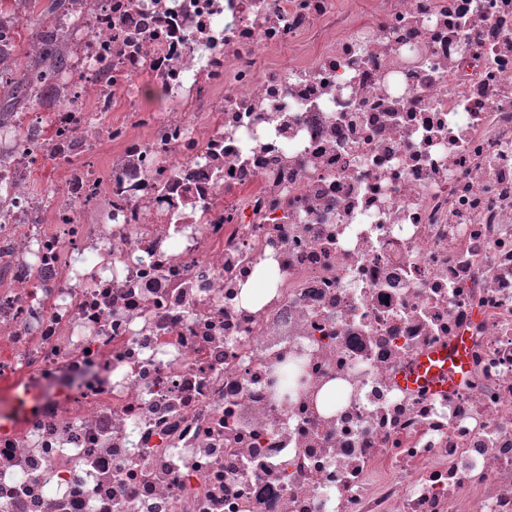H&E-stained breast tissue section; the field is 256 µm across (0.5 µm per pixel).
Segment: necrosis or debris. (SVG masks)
Returning <instances> with one entry per match:
<instances>
[{"instance_id": "1", "label": "necrosis or debris", "mask_w": 512, "mask_h": 512, "mask_svg": "<svg viewBox=\"0 0 512 512\" xmlns=\"http://www.w3.org/2000/svg\"><path fill=\"white\" fill-rule=\"evenodd\" d=\"M58 38L0 116V512H512V0ZM66 55V49L62 43L55 42L51 47V54L48 58L39 57L33 64H28L25 68L26 78L22 82H18L15 85V91L13 93H17L19 95L25 96V88L29 90L30 87V77L39 76V77H47L52 72L56 70L59 66L64 64ZM27 85L25 87V83Z\"/></svg>"}]
</instances>
